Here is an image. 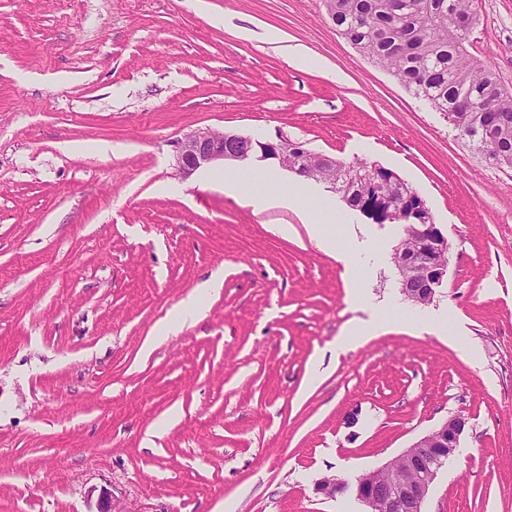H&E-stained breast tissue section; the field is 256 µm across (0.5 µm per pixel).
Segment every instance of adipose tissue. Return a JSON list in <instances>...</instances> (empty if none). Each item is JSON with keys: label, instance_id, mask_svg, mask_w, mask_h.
<instances>
[{"label": "adipose tissue", "instance_id": "ef3b65f1", "mask_svg": "<svg viewBox=\"0 0 512 512\" xmlns=\"http://www.w3.org/2000/svg\"><path fill=\"white\" fill-rule=\"evenodd\" d=\"M224 190L230 195H242L248 205L260 209L274 201H281L299 207L306 215L311 233L317 245L326 252L335 254L346 268H353L355 257L352 251L337 250L336 229L347 223V209L325 205L317 193L311 189H300L296 185L273 176H263L252 180L248 175L240 174L225 180Z\"/></svg>", "mask_w": 512, "mask_h": 512}]
</instances>
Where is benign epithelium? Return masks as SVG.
<instances>
[{
    "mask_svg": "<svg viewBox=\"0 0 512 512\" xmlns=\"http://www.w3.org/2000/svg\"><path fill=\"white\" fill-rule=\"evenodd\" d=\"M310 153L312 150L305 143L281 135L259 139L231 132L198 130L178 143L175 163L177 172L187 177L221 161L252 158L288 167L305 177L306 172L294 165L288 166L286 160ZM319 159L321 181L336 188V183L345 180L346 170L328 156L321 154ZM381 170L383 167L375 165L360 173L368 190L382 196L394 187L405 186L404 180L394 172L380 177ZM414 198L423 224L408 225L413 235L394 249V265L402 294L408 301L419 304L432 300L437 289L443 286L448 263L440 261V256L449 254L450 244L441 228L433 223L422 197L416 194ZM464 428L465 419L452 416L382 468L358 477L355 484L358 501L367 507V512H422V503L439 470L437 466L431 467V463L441 462L458 448ZM344 485V480L327 476L320 480L317 490L333 498Z\"/></svg>",
    "mask_w": 512,
    "mask_h": 512,
    "instance_id": "benign-epithelium-1",
    "label": "benign epithelium"
}]
</instances>
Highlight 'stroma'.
<instances>
[{"label":"stroma","mask_w":512,"mask_h":512,"mask_svg":"<svg viewBox=\"0 0 512 512\" xmlns=\"http://www.w3.org/2000/svg\"><path fill=\"white\" fill-rule=\"evenodd\" d=\"M472 8L468 50L512 89V0ZM205 129L396 172L450 243L434 300L400 292L399 226L352 212L349 273L296 208L224 192L237 173L298 182L286 168L180 176L178 142ZM215 273L204 317L156 336ZM396 304L407 319L337 349L346 322ZM457 414L422 512H512V169L322 0H0V512H87L103 485L133 512H364L318 481L355 482Z\"/></svg>","instance_id":"1"}]
</instances>
